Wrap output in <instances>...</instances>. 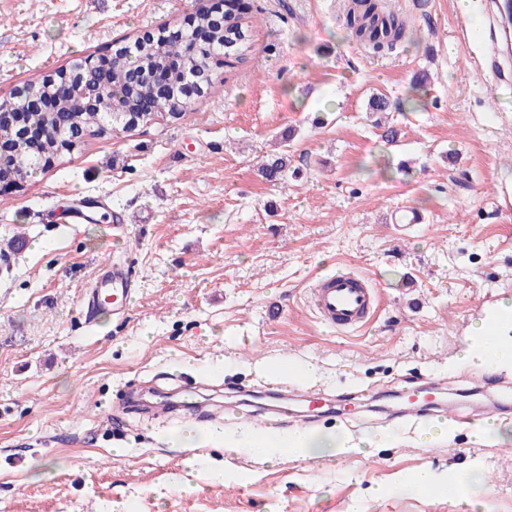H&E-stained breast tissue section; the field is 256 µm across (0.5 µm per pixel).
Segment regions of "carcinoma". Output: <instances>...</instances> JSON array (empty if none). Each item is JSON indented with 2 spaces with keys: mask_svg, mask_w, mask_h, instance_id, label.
I'll use <instances>...</instances> for the list:
<instances>
[{
  "mask_svg": "<svg viewBox=\"0 0 512 512\" xmlns=\"http://www.w3.org/2000/svg\"><path fill=\"white\" fill-rule=\"evenodd\" d=\"M345 25L357 38L373 48L393 50L407 33V22L399 14L379 7L378 0H352L345 17ZM195 26L209 31V41L194 43L187 37L181 40L143 41L135 57L130 59L122 48L112 50V70L108 84L98 91L92 101L81 96L58 99L54 83L70 76L62 69L53 77L33 80L23 86L25 96L46 100L52 107L27 113L26 130L37 133L53 127L60 128L56 135L44 138L37 146L31 139L13 130L4 132V144L9 146L12 164L0 170V181L13 182L33 164L47 166L62 153L80 147L71 140L72 129H83L93 136H105L120 126L131 129L150 122L155 116L182 118L189 106L183 93L182 73L171 68L166 71L169 94L153 104V111H140L141 102L151 91V85L162 68L173 61L193 54V68L203 89L214 84L217 70L232 68L244 61L252 48L249 6L245 0H224V22L214 23L210 9L203 5L195 11ZM406 102L392 100L383 93L368 98L366 111L370 115L403 112ZM293 132L282 136L285 149L268 158L260 166L263 178L277 182L288 173V142Z\"/></svg>",
  "mask_w": 512,
  "mask_h": 512,
  "instance_id": "1",
  "label": "carcinoma"
}]
</instances>
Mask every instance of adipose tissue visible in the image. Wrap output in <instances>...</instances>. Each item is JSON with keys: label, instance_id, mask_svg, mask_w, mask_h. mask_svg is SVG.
Wrapping results in <instances>:
<instances>
[{"label": "adipose tissue", "instance_id": "ef3b65f1", "mask_svg": "<svg viewBox=\"0 0 512 512\" xmlns=\"http://www.w3.org/2000/svg\"><path fill=\"white\" fill-rule=\"evenodd\" d=\"M498 317L499 322L494 326L481 320L475 323L476 341L464 353L465 360L477 363L487 373L498 372L503 365L512 364V302L500 305ZM350 449L345 438L307 428H295L267 440L257 439L251 430L244 429L224 443L225 454L243 452L264 461L288 457L311 461Z\"/></svg>", "mask_w": 512, "mask_h": 512}]
</instances>
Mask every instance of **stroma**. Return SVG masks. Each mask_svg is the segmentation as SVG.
Returning <instances> with one entry per match:
<instances>
[{
	"mask_svg": "<svg viewBox=\"0 0 512 512\" xmlns=\"http://www.w3.org/2000/svg\"><path fill=\"white\" fill-rule=\"evenodd\" d=\"M383 2L412 33L390 52L349 37L346 0H251V52L184 117L86 137L0 190V512H512V370L487 388L462 360L480 311L512 301V214L491 200L512 185V86L474 68L485 0ZM198 5L0 0V101ZM377 91L421 101L389 115L399 143L367 116ZM289 127L288 174L267 182L257 163ZM71 198L92 203L89 223L71 222ZM408 208L426 221L402 233ZM112 261L138 290L124 315L87 323L84 295ZM339 268L379 289L364 329L330 327L310 304L314 279ZM284 358L315 365L313 387L344 407L348 427L320 429L377 444L311 462L225 455V437L257 423L225 421L242 398L226 381L263 388ZM422 374L465 428L380 439L379 391ZM163 397L172 412L155 415ZM190 403L209 417L182 418ZM499 407L500 438L476 442ZM193 426L201 445L175 446ZM424 466L455 472L468 501L396 488ZM476 466L486 486L469 485Z\"/></svg>",
	"mask_w": 512,
	"mask_h": 512,
	"instance_id": "stroma-1",
	"label": "stroma"
}]
</instances>
